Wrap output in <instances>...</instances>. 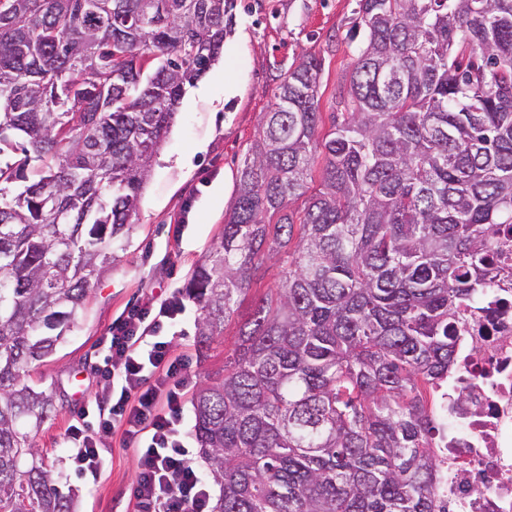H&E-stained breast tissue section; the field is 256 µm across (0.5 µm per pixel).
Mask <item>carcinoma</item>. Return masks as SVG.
Instances as JSON below:
<instances>
[{"label": "carcinoma", "mask_w": 512, "mask_h": 512, "mask_svg": "<svg viewBox=\"0 0 512 512\" xmlns=\"http://www.w3.org/2000/svg\"><path fill=\"white\" fill-rule=\"evenodd\" d=\"M235 9L0 0V512H72L31 437L54 393L24 376L106 271ZM356 28L340 122L317 140L322 63L303 57L185 287L203 350L263 259L288 258L193 397L211 512H448L434 405L458 313L512 248V0H359ZM324 166V156L322 154V149H317L315 154L314 162L311 167L307 171V175L305 176V184H306V193L304 196L299 198L298 200L292 201L288 205V212L294 213L295 223L299 224V218L302 216V211L307 204L308 199L311 195L315 194L321 185L322 179V170Z\"/></svg>", "instance_id": "carcinoma-1"}]
</instances>
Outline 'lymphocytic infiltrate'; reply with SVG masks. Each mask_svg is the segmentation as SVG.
I'll use <instances>...</instances> for the list:
<instances>
[{"label":"lymphocytic infiltrate","mask_w":512,"mask_h":512,"mask_svg":"<svg viewBox=\"0 0 512 512\" xmlns=\"http://www.w3.org/2000/svg\"><path fill=\"white\" fill-rule=\"evenodd\" d=\"M183 312L174 292L113 322L100 370L105 403L94 420L71 425L66 439L72 468L96 473L103 467L99 438L122 429L138 456L134 496L142 512H209L207 479L184 446L178 388L188 377L187 365L170 355Z\"/></svg>","instance_id":"lymphocytic-infiltrate-1"}]
</instances>
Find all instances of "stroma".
I'll use <instances>...</instances> for the list:
<instances>
[{
	"label": "stroma",
	"instance_id": "1",
	"mask_svg": "<svg viewBox=\"0 0 512 512\" xmlns=\"http://www.w3.org/2000/svg\"><path fill=\"white\" fill-rule=\"evenodd\" d=\"M357 0H237L232 31L219 61L181 100L167 139L155 158L124 242L97 281L63 342L31 365L27 383L52 389L62 410L33 433L44 464L53 470L73 512H137L132 487L138 468L121 431L101 440L106 460L101 474L74 472L66 434L77 412L95 408L105 384L98 369L104 342L118 317L149 299L183 289L196 265L209 256L224 232L245 158L274 94L290 68L306 55L322 62L318 90L320 135L333 129L337 102L364 40L355 27ZM236 92L225 96V85ZM280 265L265 260L238 310L207 353L197 345L199 310L187 303L181 330L171 340L183 357L193 396L203 376L215 375L234 352L237 331L256 302L275 287Z\"/></svg>",
	"mask_w": 512,
	"mask_h": 512
}]
</instances>
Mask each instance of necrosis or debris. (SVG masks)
<instances>
[{
	"instance_id": "4bbe7bcc",
	"label": "necrosis or debris",
	"mask_w": 512,
	"mask_h": 512,
	"mask_svg": "<svg viewBox=\"0 0 512 512\" xmlns=\"http://www.w3.org/2000/svg\"><path fill=\"white\" fill-rule=\"evenodd\" d=\"M455 374L437 414L448 512H512V283L498 281L458 318Z\"/></svg>"
}]
</instances>
